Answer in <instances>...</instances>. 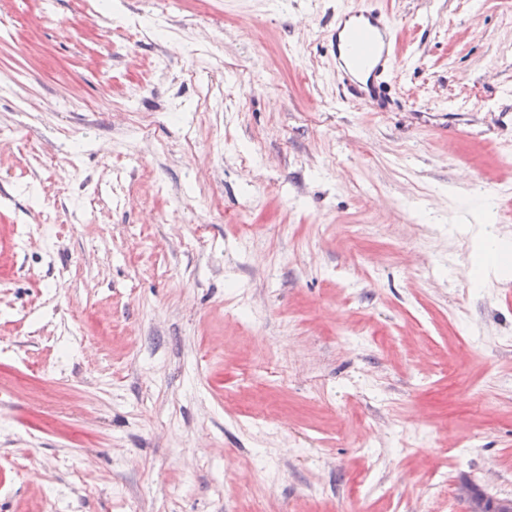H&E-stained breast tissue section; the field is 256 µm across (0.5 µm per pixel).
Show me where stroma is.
Instances as JSON below:
<instances>
[{"mask_svg":"<svg viewBox=\"0 0 512 512\" xmlns=\"http://www.w3.org/2000/svg\"><path fill=\"white\" fill-rule=\"evenodd\" d=\"M78 2L0 0V512L512 502V266L453 229L512 242V0ZM366 5L389 112L329 67Z\"/></svg>","mask_w":512,"mask_h":512,"instance_id":"stroma-1","label":"stroma"}]
</instances>
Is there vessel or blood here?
I'll return each mask as SVG.
<instances>
[{
	"label": "vessel or blood",
	"mask_w": 512,
	"mask_h": 512,
	"mask_svg": "<svg viewBox=\"0 0 512 512\" xmlns=\"http://www.w3.org/2000/svg\"><path fill=\"white\" fill-rule=\"evenodd\" d=\"M391 18L376 7L348 12L327 34L331 70L343 99L355 103L391 104L390 75L399 59Z\"/></svg>",
	"instance_id": "obj_1"
}]
</instances>
